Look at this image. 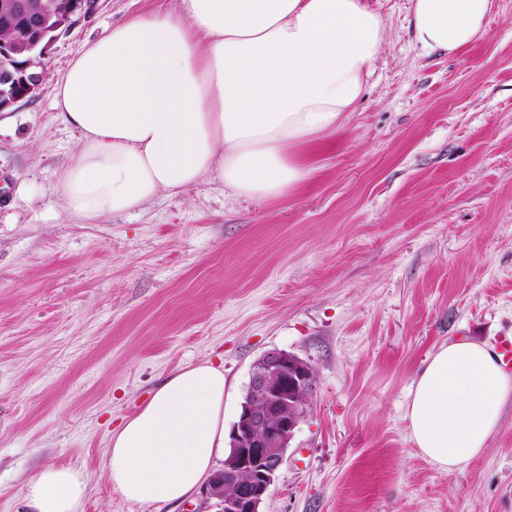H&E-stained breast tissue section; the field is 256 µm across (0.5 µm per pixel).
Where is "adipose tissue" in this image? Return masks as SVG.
Listing matches in <instances>:
<instances>
[{"mask_svg": "<svg viewBox=\"0 0 512 512\" xmlns=\"http://www.w3.org/2000/svg\"><path fill=\"white\" fill-rule=\"evenodd\" d=\"M493 0H411L422 50L454 53L485 36ZM386 39L364 0H174L112 25L54 86L56 117L78 134L56 193L96 222L212 178L255 202L291 196L353 111ZM512 374L486 344L441 345L412 383L411 441L440 469L464 468L498 428ZM224 450V372L203 361L171 374L116 429L107 479L142 505L179 501ZM71 465L26 488L30 512H78Z\"/></svg>", "mask_w": 512, "mask_h": 512, "instance_id": "ef3b65f1", "label": "adipose tissue"}]
</instances>
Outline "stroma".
<instances>
[{"label":"stroma","instance_id":"obj_1","mask_svg":"<svg viewBox=\"0 0 512 512\" xmlns=\"http://www.w3.org/2000/svg\"><path fill=\"white\" fill-rule=\"evenodd\" d=\"M386 41L312 181L263 203L202 180L84 224L54 191L78 142L54 84L86 41L171 0H95L34 96L0 115V512L43 468H80L79 512L126 501L113 431L176 369L224 372L232 428L254 361L316 375L263 512H512V397L487 448L441 470L410 440L412 382L440 345L512 336V0L486 36L426 53L410 0H365Z\"/></svg>","mask_w":512,"mask_h":512}]
</instances>
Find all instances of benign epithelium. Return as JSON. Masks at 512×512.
I'll use <instances>...</instances> for the list:
<instances>
[{"label":"benign epithelium","instance_id":"7a95c632","mask_svg":"<svg viewBox=\"0 0 512 512\" xmlns=\"http://www.w3.org/2000/svg\"><path fill=\"white\" fill-rule=\"evenodd\" d=\"M94 0H69L67 8L53 14L42 0H3L0 23L12 33L0 40V112L34 95L47 76L50 50L78 19L88 14ZM313 367L284 351H269L253 364L249 390L261 396L259 405L244 404L231 431L232 453L224 461V473L245 475L231 496L224 482L211 477L201 488L204 509L216 512H262L285 453L294 438L305 408L297 405L300 394L313 389Z\"/></svg>","mask_w":512,"mask_h":512}]
</instances>
